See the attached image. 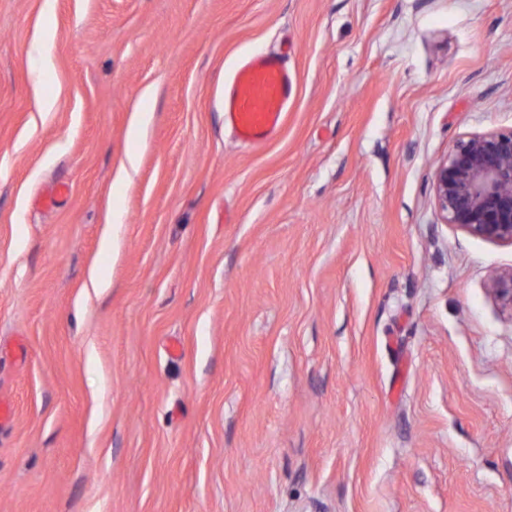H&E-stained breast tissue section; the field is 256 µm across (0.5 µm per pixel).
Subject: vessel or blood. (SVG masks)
Segmentation results:
<instances>
[{"mask_svg":"<svg viewBox=\"0 0 512 512\" xmlns=\"http://www.w3.org/2000/svg\"><path fill=\"white\" fill-rule=\"evenodd\" d=\"M294 95V80L282 56L252 55L235 71L224 96V122L249 147L272 141Z\"/></svg>","mask_w":512,"mask_h":512,"instance_id":"b4317fda","label":"vessel or blood"}]
</instances>
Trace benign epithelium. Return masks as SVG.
Instances as JSON below:
<instances>
[{
  "instance_id": "obj_1",
  "label": "benign epithelium",
  "mask_w": 512,
  "mask_h": 512,
  "mask_svg": "<svg viewBox=\"0 0 512 512\" xmlns=\"http://www.w3.org/2000/svg\"><path fill=\"white\" fill-rule=\"evenodd\" d=\"M434 191L445 223L512 244V130L460 137L435 170ZM492 291L512 312V270L494 279Z\"/></svg>"
}]
</instances>
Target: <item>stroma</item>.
I'll use <instances>...</instances> for the list:
<instances>
[{"label": "stroma", "instance_id": "stroma-1", "mask_svg": "<svg viewBox=\"0 0 512 512\" xmlns=\"http://www.w3.org/2000/svg\"><path fill=\"white\" fill-rule=\"evenodd\" d=\"M511 129L512 0H0V512H512V244L434 192ZM293 95L294 80L282 56L252 55L224 94V123L243 145H266L279 133ZM491 289L501 307L512 313V270L496 277Z\"/></svg>", "mask_w": 512, "mask_h": 512}]
</instances>
